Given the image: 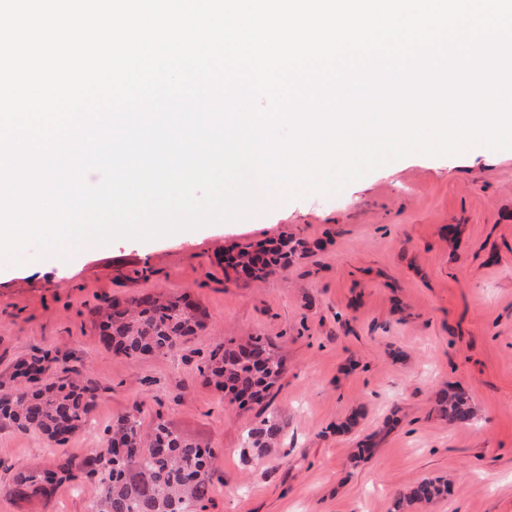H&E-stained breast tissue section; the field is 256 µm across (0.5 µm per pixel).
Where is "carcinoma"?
I'll return each instance as SVG.
<instances>
[{
	"instance_id": "obj_1",
	"label": "carcinoma",
	"mask_w": 512,
	"mask_h": 512,
	"mask_svg": "<svg viewBox=\"0 0 512 512\" xmlns=\"http://www.w3.org/2000/svg\"><path fill=\"white\" fill-rule=\"evenodd\" d=\"M304 257L303 242L285 238L270 247L239 245L227 267L246 269L249 280L264 281ZM90 314L106 345L131 360L170 352L208 319L187 295L165 293L109 299ZM203 373L230 402L261 405L280 379L283 362L265 338L251 336L244 343L231 339L214 350ZM99 392L98 382L87 373L43 384L20 383L13 375L0 381V420L20 432L40 434L50 447L58 446L83 428ZM437 406L454 427L474 418L469 398L461 392H439ZM282 434L278 422L263 418L247 439L252 448L268 449ZM215 459L212 451L161 422L151 434H144L137 415L130 412L104 430L99 447L84 461L58 455L49 467H20L9 495L21 508L36 501L47 503L63 483L76 478V469L98 467L107 472V479L93 499L94 512H186L190 504L206 512ZM447 495L448 482L424 477L400 493L394 512H408L416 504Z\"/></svg>"
}]
</instances>
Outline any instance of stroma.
I'll use <instances>...</instances> for the list:
<instances>
[{
	"mask_svg": "<svg viewBox=\"0 0 512 512\" xmlns=\"http://www.w3.org/2000/svg\"><path fill=\"white\" fill-rule=\"evenodd\" d=\"M303 239L310 253L263 283L224 268L226 249ZM0 262V379L36 350L67 353L102 388L99 427L137 412L219 450L206 512H393L428 476L447 498L419 512H512V149L489 160L408 155L335 195L282 199L267 213L159 239L88 246L62 259L28 249ZM188 293L210 319L167 355L130 360L103 346L88 312L104 300ZM260 335L284 360L269 452L247 449L256 409L229 403L202 369L224 340ZM464 389L476 413L453 428L434 408ZM357 425L336 426L351 413ZM375 441L356 463L358 439ZM55 455L0 424V512L17 468ZM96 482L64 485L39 512H88Z\"/></svg>",
	"mask_w": 512,
	"mask_h": 512,
	"instance_id": "1",
	"label": "stroma"
}]
</instances>
